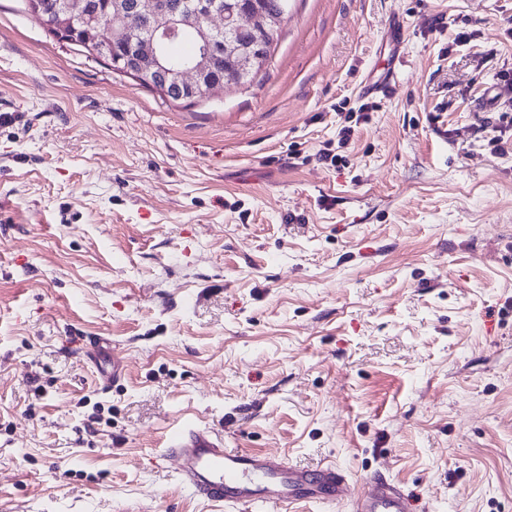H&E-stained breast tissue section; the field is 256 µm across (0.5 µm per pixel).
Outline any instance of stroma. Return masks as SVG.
<instances>
[{
    "label": "stroma",
    "mask_w": 512,
    "mask_h": 512,
    "mask_svg": "<svg viewBox=\"0 0 512 512\" xmlns=\"http://www.w3.org/2000/svg\"><path fill=\"white\" fill-rule=\"evenodd\" d=\"M504 73L512 0H290L250 84L172 103L0 0V512H221L157 459L183 423L512 512ZM85 353L87 358L100 369V374L103 378L104 383L115 381L121 374L120 363L116 360L115 355H112V370L108 371L102 368V361L109 354V347L106 342L102 339H88L85 343ZM99 366V367H98Z\"/></svg>",
    "instance_id": "obj_1"
}]
</instances>
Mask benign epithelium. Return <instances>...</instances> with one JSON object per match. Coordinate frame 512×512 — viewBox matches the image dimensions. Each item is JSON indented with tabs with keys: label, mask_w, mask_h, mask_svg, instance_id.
<instances>
[{
	"label": "benign epithelium",
	"mask_w": 512,
	"mask_h": 512,
	"mask_svg": "<svg viewBox=\"0 0 512 512\" xmlns=\"http://www.w3.org/2000/svg\"><path fill=\"white\" fill-rule=\"evenodd\" d=\"M61 13L63 29L76 20L88 30L101 23L100 17L87 11L86 0H63ZM275 22L260 14L243 13L229 0H198L197 5L182 10L169 8L165 0H136L131 7L114 0L96 48L114 58L123 71L159 88L170 99L201 100L224 89L213 68L219 54L236 60L237 83L253 75L257 64L238 37L255 35ZM188 30L199 37V52L174 67L168 46Z\"/></svg>",
	"instance_id": "7a95c632"
}]
</instances>
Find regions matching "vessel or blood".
I'll list each match as a JSON object with an SVG mask.
<instances>
[{
    "mask_svg": "<svg viewBox=\"0 0 512 512\" xmlns=\"http://www.w3.org/2000/svg\"><path fill=\"white\" fill-rule=\"evenodd\" d=\"M181 484L228 512H293L302 503L347 501L351 512H416L413 499L385 480L365 482L351 493L335 465L315 469L276 456L228 448L210 427L187 424L174 430L161 453Z\"/></svg>",
    "mask_w": 512,
    "mask_h": 512,
    "instance_id": "vessel-or-blood-1",
    "label": "vessel or blood"
}]
</instances>
